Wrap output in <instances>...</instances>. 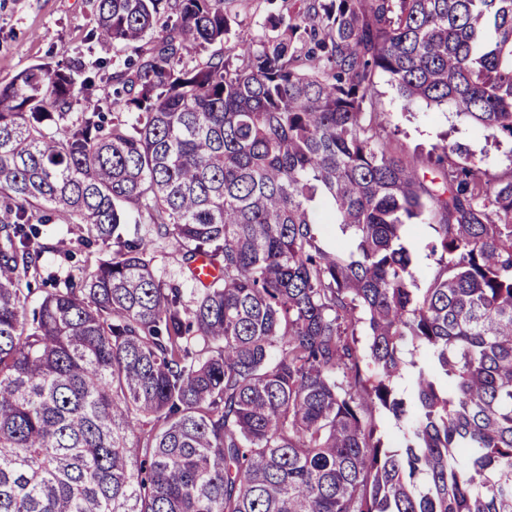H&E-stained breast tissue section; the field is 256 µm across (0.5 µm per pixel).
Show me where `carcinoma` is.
Instances as JSON below:
<instances>
[{"mask_svg":"<svg viewBox=\"0 0 512 512\" xmlns=\"http://www.w3.org/2000/svg\"><path fill=\"white\" fill-rule=\"evenodd\" d=\"M298 2L225 52L226 0H93L111 59L0 87V512H512V176L427 177L374 92L512 140V0ZM52 222L112 258L33 301ZM434 235L433 226L428 223L410 224L404 234V244L413 255V273L419 288L426 286L439 258V255H430L426 248ZM314 228L325 248L342 247L347 251L351 249L338 224H315ZM154 269L157 277L163 280H174L181 283L184 288L185 298L190 301L193 298V291L198 288L196 283L190 279L188 271L184 269L181 258L170 246L160 243L157 248Z\"/></svg>","mask_w":512,"mask_h":512,"instance_id":"cac0c4a2","label":"carcinoma"}]
</instances>
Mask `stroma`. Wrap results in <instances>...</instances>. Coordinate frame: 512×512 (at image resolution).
<instances>
[{"label":"stroma","instance_id":"1","mask_svg":"<svg viewBox=\"0 0 512 512\" xmlns=\"http://www.w3.org/2000/svg\"><path fill=\"white\" fill-rule=\"evenodd\" d=\"M284 0H230L232 16L225 46L259 34L270 16L285 12ZM93 26L89 0H0V85L7 84L29 66L54 63L81 56L92 61L111 57V46L88 39ZM375 96L386 114L385 134L394 147L410 158L423 159L443 142L463 144L471 160L495 177L512 174V140L474 126L466 117L445 107L419 102L406 105L388 76L378 75ZM435 231L431 224L409 225L404 243L413 255V273L418 287H425L437 258L427 245ZM42 257L45 269L66 275L68 271L111 255V247L83 245L65 225H50Z\"/></svg>","mask_w":512,"mask_h":512}]
</instances>
